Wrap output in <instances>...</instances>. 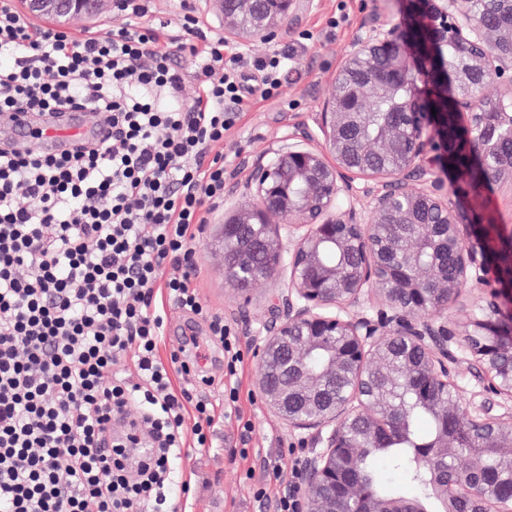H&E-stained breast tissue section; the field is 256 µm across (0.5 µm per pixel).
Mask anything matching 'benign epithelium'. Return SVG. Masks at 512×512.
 I'll return each instance as SVG.
<instances>
[{"label":"benign epithelium","instance_id":"benign-epithelium-1","mask_svg":"<svg viewBox=\"0 0 512 512\" xmlns=\"http://www.w3.org/2000/svg\"><path fill=\"white\" fill-rule=\"evenodd\" d=\"M224 23V37L249 46L271 43L282 36L301 7L314 9L317 0H206ZM34 15L95 18L102 0H20ZM427 24L407 29L371 20L365 23L358 48L346 57L331 81L318 113L319 129L332 159L290 144L274 153L267 164L254 167L248 186L252 201L224 218L223 243L248 234L263 262L253 266L249 249L237 253L235 265H224L226 280L237 269L251 272L246 287L237 289V311L249 313L250 286L276 280L288 271V282L271 293L269 317L260 336L257 379L267 411L291 432L307 433L314 448L303 463L304 490L298 512H426L416 500H386L356 477L360 460L399 438L406 411L387 410L375 391L378 376L390 378L400 389L432 406L442 421L441 431L420 449L427 463L436 512H463L473 502L481 512H512V281L485 243L487 226L462 224L457 211L432 179L433 166H449V152L435 130L445 113L431 112L436 96H413L396 109L370 142L375 151H387L405 136L413 147L396 169H361L370 182L369 214L357 219L354 203L341 209L349 187L344 173L352 170L346 142L354 113L360 107L389 99L398 81L410 69L407 48L418 59L436 55L453 39L463 51V65L455 81L471 85L486 73L512 87V51L489 54L485 46L498 33L512 42V29L496 31L477 22L466 0H434L423 8ZM373 56L384 60L380 72L362 67ZM482 93L455 98L456 115L475 120ZM411 181L423 183L417 191ZM441 215V223L417 227L415 244L402 246L390 257L378 247L383 224L405 222L421 205ZM294 239L283 245L282 231ZM435 234L457 243L453 272L438 262L420 263L419 245ZM333 244L353 259V265L327 266L323 249ZM474 290L481 292V319L461 326L448 321V309ZM378 297L376 317L353 308ZM322 350L323 366L314 370L309 357ZM466 361L469 372L492 398L466 410L442 399L458 388L454 365ZM338 376L350 389L338 401L323 392ZM464 420L489 443L478 442L468 465L448 468V425Z\"/></svg>","mask_w":512,"mask_h":512}]
</instances>
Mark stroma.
<instances>
[{"mask_svg": "<svg viewBox=\"0 0 512 512\" xmlns=\"http://www.w3.org/2000/svg\"><path fill=\"white\" fill-rule=\"evenodd\" d=\"M188 8L210 30L221 31L219 17L207 10L203 0H152L151 17L176 26ZM373 16L382 23L405 27L408 19L405 0H320L318 9L303 13L299 22L276 42L246 50L253 58L281 49L293 55L296 65L280 89L282 98L291 102L293 108L285 111L274 102L252 97L236 125L224 137V156L229 160L224 171V200L209 213L195 241L200 269L192 276V284L206 304L222 314L226 324L242 340L245 356L239 374L238 408L242 417L251 420L252 429L248 436H241L238 418L223 415L216 420L220 453L194 448L182 450L175 466L196 483L194 512H275V503L290 484L292 471L303 463L313 444L311 436L289 432L286 425L268 415L264 408L256 385L260 372L258 330L267 313L270 284L266 281L256 284L251 319L243 321L218 263L219 232L225 215L246 202V185L258 161L291 143L302 142L312 149L324 150L317 114L332 78L346 55L354 50L363 24ZM166 312L174 335L160 347V356H167L170 348L178 344L177 334L190 327L202 345L203 364L213 374H220L222 352L218 345L210 343L206 326L191 325L188 316L176 306H167ZM242 446L249 450L244 458L235 453ZM266 466L279 469L281 478L269 485L265 499L259 501L243 475L247 470L259 471Z\"/></svg>", "mask_w": 512, "mask_h": 512, "instance_id": "1", "label": "stroma"}]
</instances>
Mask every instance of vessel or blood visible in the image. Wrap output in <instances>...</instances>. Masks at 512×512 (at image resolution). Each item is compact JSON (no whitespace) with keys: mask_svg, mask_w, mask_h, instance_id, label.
I'll return each mask as SVG.
<instances>
[{"mask_svg":"<svg viewBox=\"0 0 512 512\" xmlns=\"http://www.w3.org/2000/svg\"><path fill=\"white\" fill-rule=\"evenodd\" d=\"M9 140L20 150L37 149L53 152L78 140L93 139L98 135L92 113L59 110L43 120L27 113H16L10 119Z\"/></svg>","mask_w":512,"mask_h":512,"instance_id":"b4317fda","label":"vessel or blood"}]
</instances>
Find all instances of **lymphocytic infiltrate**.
<instances>
[{
  "label": "lymphocytic infiltrate",
  "mask_w": 512,
  "mask_h": 512,
  "mask_svg": "<svg viewBox=\"0 0 512 512\" xmlns=\"http://www.w3.org/2000/svg\"><path fill=\"white\" fill-rule=\"evenodd\" d=\"M112 7L127 26L75 35L0 0V116L73 106L106 132L55 153L0 149V512H189L173 463L186 444L213 445L215 407L196 394L212 378L196 340L159 358L165 301L207 321L225 411L240 398L242 344L190 286L193 243L224 200L225 133L251 96H279L294 60L225 53L191 14L188 41L164 42L137 24L150 0ZM132 403L139 420L110 435Z\"/></svg>",
  "instance_id": "lymphocytic-infiltrate-1"
}]
</instances>
